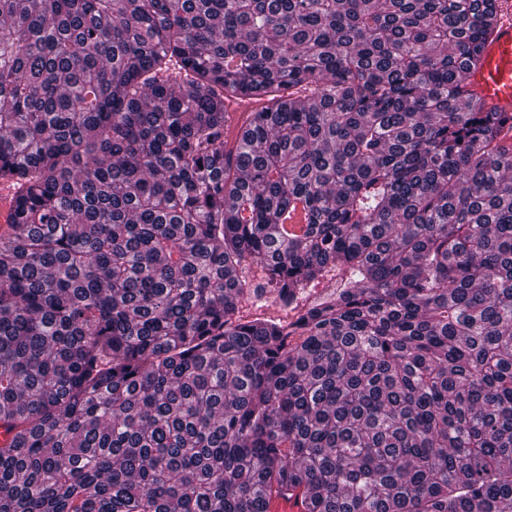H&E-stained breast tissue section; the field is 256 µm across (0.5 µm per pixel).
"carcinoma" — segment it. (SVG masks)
Masks as SVG:
<instances>
[{"label":"carcinoma","instance_id":"carcinoma-1","mask_svg":"<svg viewBox=\"0 0 512 512\" xmlns=\"http://www.w3.org/2000/svg\"><path fill=\"white\" fill-rule=\"evenodd\" d=\"M497 3L0 0V512H512ZM499 1L492 41L481 64L467 72V83L486 107L512 112V0Z\"/></svg>","mask_w":512,"mask_h":512}]
</instances>
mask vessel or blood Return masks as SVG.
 <instances>
[{
  "instance_id": "b4317fda",
  "label": "vessel or blood",
  "mask_w": 512,
  "mask_h": 512,
  "mask_svg": "<svg viewBox=\"0 0 512 512\" xmlns=\"http://www.w3.org/2000/svg\"><path fill=\"white\" fill-rule=\"evenodd\" d=\"M494 26L480 65L467 73V83L486 106L512 112V0H501Z\"/></svg>"
}]
</instances>
